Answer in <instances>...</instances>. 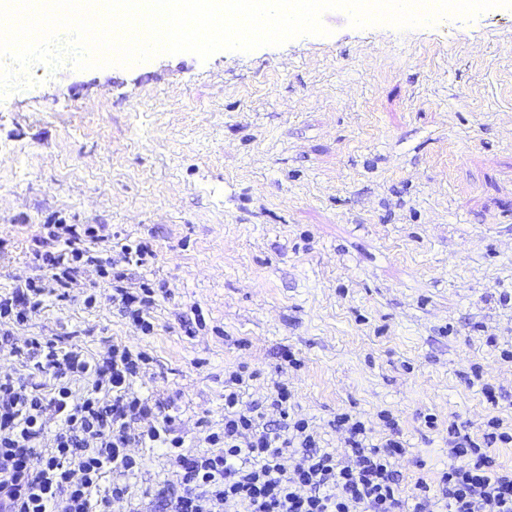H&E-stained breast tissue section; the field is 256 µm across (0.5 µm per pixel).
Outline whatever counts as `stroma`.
<instances>
[{
    "label": "stroma",
    "mask_w": 512,
    "mask_h": 512,
    "mask_svg": "<svg viewBox=\"0 0 512 512\" xmlns=\"http://www.w3.org/2000/svg\"><path fill=\"white\" fill-rule=\"evenodd\" d=\"M322 21L328 35L205 60L32 65L33 86L0 97V292L35 275L44 225L146 242L155 256L127 285L165 284L152 335L84 305L108 287L91 268L16 335L75 330L91 355L138 343L158 374L136 390L180 393L193 448L242 368L243 403L287 384L331 452L336 414L380 438L390 414L408 500L419 481L438 490L450 424L512 422V8L408 29ZM193 306L204 321L184 327ZM476 371L498 405L468 385Z\"/></svg>",
    "instance_id": "stroma-1"
}]
</instances>
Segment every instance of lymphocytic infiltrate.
<instances>
[{
	"mask_svg": "<svg viewBox=\"0 0 512 512\" xmlns=\"http://www.w3.org/2000/svg\"><path fill=\"white\" fill-rule=\"evenodd\" d=\"M109 238L103 224L54 225L52 249L33 252L37 276L0 294V356L28 368L0 373V512H107L114 501L131 502V480L143 468L129 452L134 444L173 455L176 478L157 493L167 512H433L427 483H419L413 506L400 496L395 464L406 449L399 439L375 438L368 423L340 413L332 425L345 434L344 452L335 455L320 447L307 419L290 415L285 385L245 406L237 390L243 376L231 373L223 427L209 430L207 451L188 456L176 397L133 389L153 364L144 349L120 342L92 356L71 332L15 338L46 302L69 301L71 285L90 267L117 287L109 296L88 293L85 305L109 300L142 335L153 333L154 284L123 285L126 267L145 265L151 250L129 241L106 257L97 245ZM75 376L90 381L79 395L70 385ZM487 426L479 441L449 427L443 512H512V470L486 452L512 444V426L496 416Z\"/></svg>",
	"mask_w": 512,
	"mask_h": 512,
	"instance_id": "lymphocytic-infiltrate-1",
	"label": "lymphocytic infiltrate"
}]
</instances>
